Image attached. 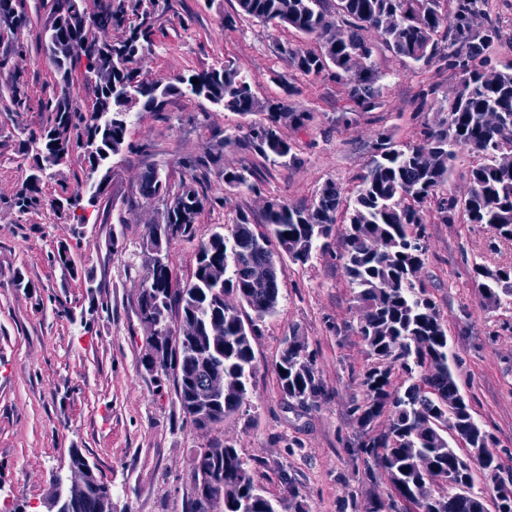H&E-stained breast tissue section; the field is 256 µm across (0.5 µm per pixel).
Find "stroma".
Here are the masks:
<instances>
[{
    "mask_svg": "<svg viewBox=\"0 0 512 512\" xmlns=\"http://www.w3.org/2000/svg\"><path fill=\"white\" fill-rule=\"evenodd\" d=\"M24 5L30 23L18 38L0 39V56L24 74L33 97L69 93L91 109L93 86L77 70L62 81L44 50L53 0ZM235 8L236 0H175L173 9H158L155 44L139 63L141 76L170 81L233 62L251 77L259 99L277 98L306 113L303 127L282 129L301 167H280L241 150L236 140L246 131L247 117L203 98L172 96L162 111L137 115L109 178L89 172L77 156L53 169L44 187L49 195L64 185L104 182L86 224L46 207L23 214L12 204L31 163L20 144L45 125L47 114L13 112L0 76V512L42 502L52 470L69 465L76 450L111 482L116 512H189L191 454L215 437L257 461L255 476L269 493L281 494L285 482H292L307 512H369L372 502L390 500L387 480L367 477L357 450L360 433L349 410L362 396L361 374L370 357L352 329L356 302L335 256L286 263L278 309L253 342L257 373L250 403L218 428L186 424L171 386L156 387L142 365L151 334L137 307L148 276L142 244L164 211L162 203L141 198L143 171L159 168L175 185L187 176L184 159H212L196 177L221 203L200 214L195 241L169 248L173 274L185 282L195 268L198 241L239 212L260 220L268 201L309 203L329 181L351 194L378 133L398 145L416 142L423 125L441 117L436 105L423 102L422 89L434 84L439 97L449 98L459 85L440 64L422 66L381 52L375 57L380 105L364 111L345 84L295 74L277 54L280 41L314 49L315 38L266 27L236 15ZM227 166L253 170L255 191L225 188L218 172ZM63 244L79 277L65 275L54 259ZM477 262L512 264V242H495L487 230L428 215L427 254L418 278L447 324L460 390L492 434L493 453L512 468V306L484 304L473 279ZM87 273L95 292L85 286ZM294 331L316 350L329 393L306 410L288 407L275 372L282 341Z\"/></svg>",
    "mask_w": 512,
    "mask_h": 512,
    "instance_id": "stroma-1",
    "label": "stroma"
}]
</instances>
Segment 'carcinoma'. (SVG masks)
Segmentation results:
<instances>
[{"label": "carcinoma", "mask_w": 512, "mask_h": 512, "mask_svg": "<svg viewBox=\"0 0 512 512\" xmlns=\"http://www.w3.org/2000/svg\"><path fill=\"white\" fill-rule=\"evenodd\" d=\"M236 2L239 13L263 24L315 36L318 49L285 42L277 47L279 57L308 78L328 73L350 78V99L364 110L375 107L379 96L373 58L380 51L414 63L441 61L459 76L461 88L440 104L444 117L424 126L417 142L395 145L379 135L349 199L329 181L308 204L270 203L262 232L249 215L240 214L228 233L216 231L197 246L195 270L185 283L173 276L168 248L193 240L199 214L221 198L197 187L194 176L174 188L159 169L145 170L139 195L165 202L163 223L151 225L143 242L149 275L138 314L157 329L142 360L145 371L159 387L171 383L183 420L199 429L223 424L248 402L256 372L252 341L260 323L279 306L284 260L305 265L330 255L339 237L344 244L339 259L359 312L353 330L371 358L361 379L364 398L350 407L364 435L361 451L373 462L369 472H383L411 512H486L483 498L473 493L480 474L493 484L495 512H512V479L503 477L506 468L490 451L492 436L459 389L447 325L417 280L426 260L427 202L444 224L461 216L466 224L512 241V63L498 69L483 58L485 47L503 37L498 17L488 11V0ZM55 3L46 51L62 81L83 71L84 79L94 83L95 101L86 113L67 94L39 100L47 120L27 139L35 153L32 171L14 197L19 212L48 205L84 221L76 211L98 203L104 181L87 197L65 189L58 197L46 196L48 170L67 164L76 153L92 173L107 167L125 146L134 112H158L171 95L203 97L244 116L264 115L238 143L283 167L302 164L281 126H301L306 114L290 112L278 100L260 101L250 77L234 64L173 82L140 79L137 64L154 45L158 0H99L91 15L82 0ZM28 23L22 0H0V31L15 34ZM109 29L123 34L99 41L96 32ZM7 65L1 58L0 73ZM7 81L11 109L18 114L31 110L23 74L10 71ZM489 112L499 113L497 124L486 122ZM462 151L473 154L476 163L460 199L448 192V181ZM221 176L232 189L256 190L249 169L226 167ZM343 207L348 223L340 226L337 213ZM473 272L488 305H512V265L477 263ZM316 363L317 353L305 337L297 331L285 337L276 373L288 405L309 409L327 398ZM215 380L224 381V387L202 400L203 388ZM381 417L387 421L384 429L370 431ZM453 441L468 452L483 449L479 470L463 466L465 455ZM190 478L191 512H305L293 485L285 497L268 496L253 466L221 439L194 450ZM441 485L454 492L434 490ZM109 491L104 481L94 479L62 512H97Z\"/></svg>", "instance_id": "cac0c4a2"}]
</instances>
